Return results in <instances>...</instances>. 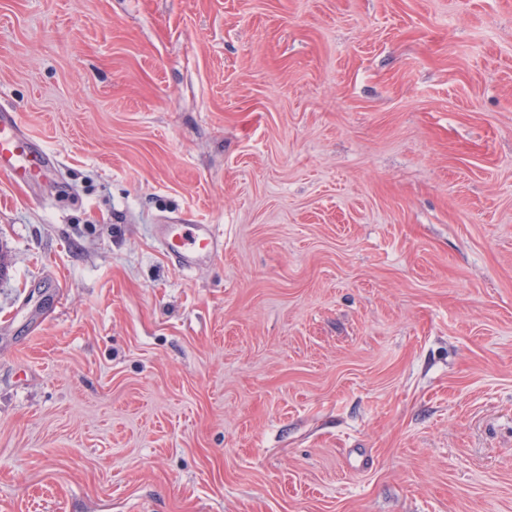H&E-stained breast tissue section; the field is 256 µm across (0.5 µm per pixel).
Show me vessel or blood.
Masks as SVG:
<instances>
[{
    "instance_id": "1",
    "label": "vessel or blood",
    "mask_w": 512,
    "mask_h": 512,
    "mask_svg": "<svg viewBox=\"0 0 512 512\" xmlns=\"http://www.w3.org/2000/svg\"><path fill=\"white\" fill-rule=\"evenodd\" d=\"M24 133L19 112L0 108V174L16 181L34 178L48 163ZM161 236L166 250L182 269L224 252V238L212 224H167Z\"/></svg>"
}]
</instances>
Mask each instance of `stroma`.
Instances as JSON below:
<instances>
[{
    "mask_svg": "<svg viewBox=\"0 0 512 512\" xmlns=\"http://www.w3.org/2000/svg\"><path fill=\"white\" fill-rule=\"evenodd\" d=\"M1 107L0 512H512V0H0ZM24 133L19 112L0 108V174L15 181L34 178L48 163ZM161 229L167 252L183 270L224 252V238L213 224H164Z\"/></svg>",
    "mask_w": 512,
    "mask_h": 512,
    "instance_id": "35a3bbf8",
    "label": "stroma"
}]
</instances>
